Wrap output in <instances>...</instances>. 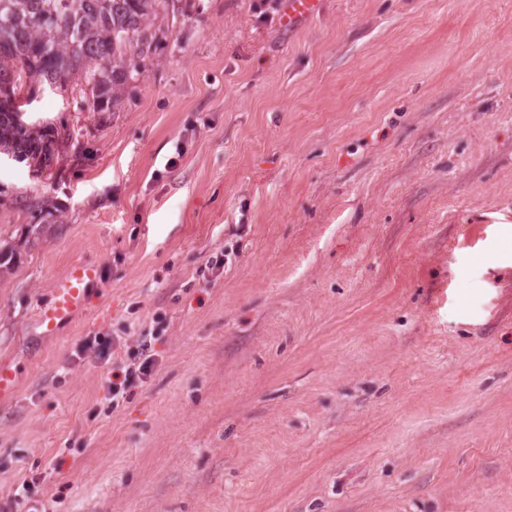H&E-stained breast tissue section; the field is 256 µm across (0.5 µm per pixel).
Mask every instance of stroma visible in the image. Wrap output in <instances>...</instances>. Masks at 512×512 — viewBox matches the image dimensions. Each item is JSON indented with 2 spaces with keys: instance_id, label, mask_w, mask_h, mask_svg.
I'll use <instances>...</instances> for the list:
<instances>
[{
  "instance_id": "1",
  "label": "stroma",
  "mask_w": 512,
  "mask_h": 512,
  "mask_svg": "<svg viewBox=\"0 0 512 512\" xmlns=\"http://www.w3.org/2000/svg\"><path fill=\"white\" fill-rule=\"evenodd\" d=\"M320 2L175 0L113 108L27 105L78 137L0 162V238L56 207L0 279V512H512V0ZM319 0H289L288 12L284 23L288 29H292L303 18L312 15L318 9ZM16 208L28 215L33 222L25 224V231L22 230L21 237L26 232L25 244H29L31 239H38L42 229L47 224H42L48 216L52 214L47 209V201L37 195H30L27 192L20 193L15 197ZM38 222H35L38 220ZM34 223V224H32ZM96 277V267L86 262H78L67 268L54 285L52 302L42 306L38 312V324L44 334L53 335L72 322L84 308L88 288ZM150 344L146 341H142L140 344L137 355L141 362L139 363L136 369L127 368L124 373L123 379L120 382L112 383V399L113 401H119L120 398L123 397L126 389L134 385L137 380L142 381L144 376H146L152 366L154 365L155 359L153 358V354L149 353Z\"/></svg>"
}]
</instances>
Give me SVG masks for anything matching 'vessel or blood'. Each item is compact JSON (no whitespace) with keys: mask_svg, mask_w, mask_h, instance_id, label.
Returning <instances> with one entry per match:
<instances>
[{"mask_svg":"<svg viewBox=\"0 0 512 512\" xmlns=\"http://www.w3.org/2000/svg\"><path fill=\"white\" fill-rule=\"evenodd\" d=\"M318 5L319 0H288L285 25L295 27L303 18L314 14ZM96 277V267L85 262H78L67 268L54 285L51 303L42 306L38 312V323L44 334H54L62 326L72 322L84 308L88 289Z\"/></svg>","mask_w":512,"mask_h":512,"instance_id":"obj_1","label":"vessel or blood"}]
</instances>
